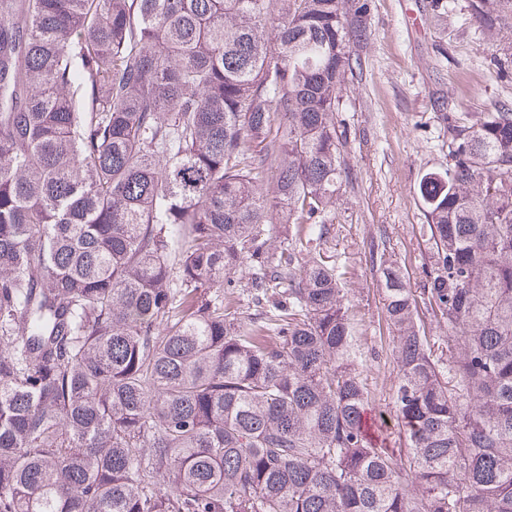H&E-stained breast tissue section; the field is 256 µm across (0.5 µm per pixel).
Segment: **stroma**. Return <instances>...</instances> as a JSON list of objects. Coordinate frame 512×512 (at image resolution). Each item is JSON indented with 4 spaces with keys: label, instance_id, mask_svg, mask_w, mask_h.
<instances>
[{
    "label": "stroma",
    "instance_id": "35a3bbf8",
    "mask_svg": "<svg viewBox=\"0 0 512 512\" xmlns=\"http://www.w3.org/2000/svg\"><path fill=\"white\" fill-rule=\"evenodd\" d=\"M429 0H371L372 38L367 67L347 89L339 117L348 129L343 185L334 221L318 249L345 270L357 345L373 411L389 410L396 382L379 272L373 258L398 265L412 290L423 286L428 245L417 194L428 171L445 167L429 97L443 90L467 112H487L512 99V76L499 77L472 29L463 23L465 0L447 21H431ZM445 44L447 57L436 48Z\"/></svg>",
    "mask_w": 512,
    "mask_h": 512
}]
</instances>
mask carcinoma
<instances>
[{
    "label": "carcinoma",
    "instance_id": "carcinoma-1",
    "mask_svg": "<svg viewBox=\"0 0 512 512\" xmlns=\"http://www.w3.org/2000/svg\"><path fill=\"white\" fill-rule=\"evenodd\" d=\"M465 21L511 73L512 0ZM371 35L370 0H0V512H512V101L431 95L387 414L311 253Z\"/></svg>",
    "mask_w": 512,
    "mask_h": 512
}]
</instances>
